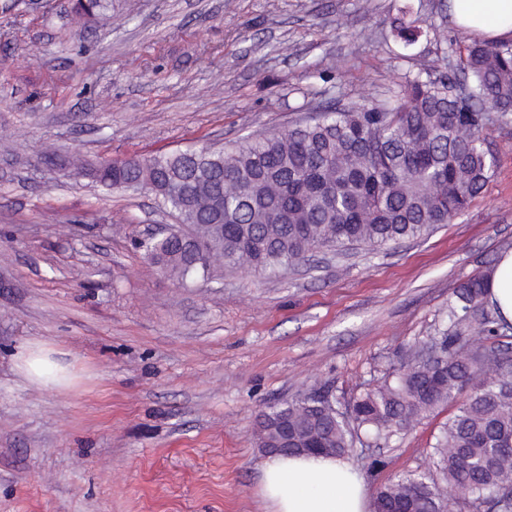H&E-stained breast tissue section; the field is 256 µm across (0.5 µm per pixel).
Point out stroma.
<instances>
[{
  "label": "stroma",
  "instance_id": "stroma-1",
  "mask_svg": "<svg viewBox=\"0 0 512 512\" xmlns=\"http://www.w3.org/2000/svg\"><path fill=\"white\" fill-rule=\"evenodd\" d=\"M72 5L0 0V512H262L260 411L322 392L351 413L451 332L459 284L512 249V114L483 132L482 194L430 235L183 288L133 245L169 221L153 195L102 189L68 159L219 148L380 100L458 57L448 0H112L88 22ZM399 18L419 20L413 45ZM35 340L63 351L70 386L18 373ZM454 411L355 444L369 491L436 471Z\"/></svg>",
  "mask_w": 512,
  "mask_h": 512
}]
</instances>
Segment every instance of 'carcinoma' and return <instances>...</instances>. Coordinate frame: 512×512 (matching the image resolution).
Returning <instances> with one entry per match:
<instances>
[{"label": "carcinoma", "instance_id": "1", "mask_svg": "<svg viewBox=\"0 0 512 512\" xmlns=\"http://www.w3.org/2000/svg\"><path fill=\"white\" fill-rule=\"evenodd\" d=\"M112 9L94 0L75 13L92 19ZM512 112V43L471 42L457 60L438 57L404 76L377 103L353 102L312 113L270 134H249L219 150L207 147L135 157L108 168L74 157L80 173L107 189L148 191L179 223L181 235H149L136 248L181 283L222 278L224 267L276 273L323 247L380 248L419 238L464 212L494 165L483 130ZM483 277L463 282L448 305L455 331L428 347L442 360L414 358L361 395L350 417L326 394L267 407L257 446L268 448L284 418L299 448L345 454L357 431L390 441L436 408L458 402L435 437L440 478L402 475L378 488L372 512H448L464 500L473 512H512V358L487 347L496 321L482 307Z\"/></svg>", "mask_w": 512, "mask_h": 512}]
</instances>
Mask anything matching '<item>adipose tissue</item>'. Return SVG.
<instances>
[{"label":"adipose tissue","mask_w":512,"mask_h":512,"mask_svg":"<svg viewBox=\"0 0 512 512\" xmlns=\"http://www.w3.org/2000/svg\"><path fill=\"white\" fill-rule=\"evenodd\" d=\"M457 25L491 39L512 37V0H450ZM486 300L502 323L512 324V250L500 253L486 277ZM53 348L34 343L17 356L32 383L61 384L69 371ZM257 490L264 512H369L370 494L353 463L332 455L268 456Z\"/></svg>","instance_id":"adipose-tissue-1"}]
</instances>
